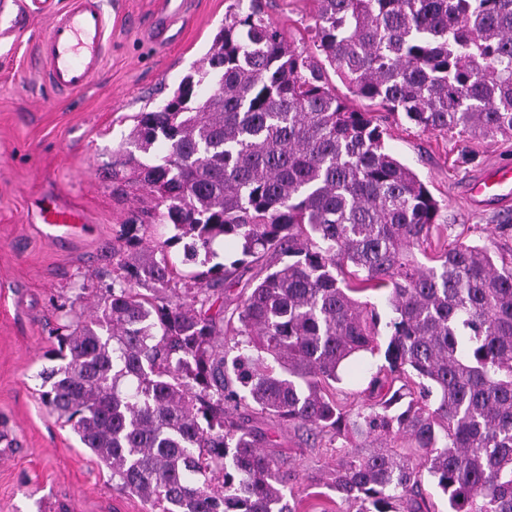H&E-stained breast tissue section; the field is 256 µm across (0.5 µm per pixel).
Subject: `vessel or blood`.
Segmentation results:
<instances>
[{"instance_id": "b4317fda", "label": "vessel or blood", "mask_w": 512, "mask_h": 512, "mask_svg": "<svg viewBox=\"0 0 512 512\" xmlns=\"http://www.w3.org/2000/svg\"><path fill=\"white\" fill-rule=\"evenodd\" d=\"M36 14L47 17L48 27L34 45L33 63L53 93L71 95L88 88L100 73L110 39V17L105 0H31ZM468 194L478 206L512 200V165L488 170L472 181ZM39 221L52 238L83 230L85 213L69 203L55 202L40 208Z\"/></svg>"}]
</instances>
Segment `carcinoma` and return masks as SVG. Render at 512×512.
<instances>
[{"mask_svg": "<svg viewBox=\"0 0 512 512\" xmlns=\"http://www.w3.org/2000/svg\"><path fill=\"white\" fill-rule=\"evenodd\" d=\"M317 4L304 57L235 0L202 65L139 113L112 177L157 195L175 234L120 225L112 283L56 336L41 399L159 512H297L258 417L363 438L332 482L356 512H423L424 471L448 512H512V266L432 247L438 201L325 78L424 132L512 137V0ZM265 257L225 314L219 287ZM181 260L205 270L187 284ZM380 288L385 322L358 297ZM380 350L372 399L343 412L341 369Z\"/></svg>", "mask_w": 512, "mask_h": 512, "instance_id": "1", "label": "carcinoma"}]
</instances>
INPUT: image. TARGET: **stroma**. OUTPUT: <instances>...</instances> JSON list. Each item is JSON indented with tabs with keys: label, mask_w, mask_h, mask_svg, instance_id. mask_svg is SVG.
Masks as SVG:
<instances>
[{
	"label": "stroma",
	"mask_w": 512,
	"mask_h": 512,
	"mask_svg": "<svg viewBox=\"0 0 512 512\" xmlns=\"http://www.w3.org/2000/svg\"><path fill=\"white\" fill-rule=\"evenodd\" d=\"M159 2L122 0L101 73L67 97L54 96L31 63L45 19H19L16 32L0 39V426L14 432L12 456L0 460V512H149L43 404L41 375L60 365L49 351L61 327L88 315L99 282L111 281L118 225L158 204L146 190L112 182L136 115L164 104L201 65L234 0H187L183 22L165 42L147 25ZM262 3L297 51L314 53L315 0ZM382 126L387 150L439 201L446 242L484 245L512 264V206L479 209L464 193L493 163L512 162V138L423 132L401 114ZM56 200L84 210L90 235L59 242L29 222ZM383 362L382 354L367 353L351 364L339 385L344 404L358 407L359 392ZM275 432V453L293 470L287 494L299 512H340L331 480L344 437L311 448L295 425L276 424Z\"/></svg>",
	"instance_id": "stroma-1"
}]
</instances>
